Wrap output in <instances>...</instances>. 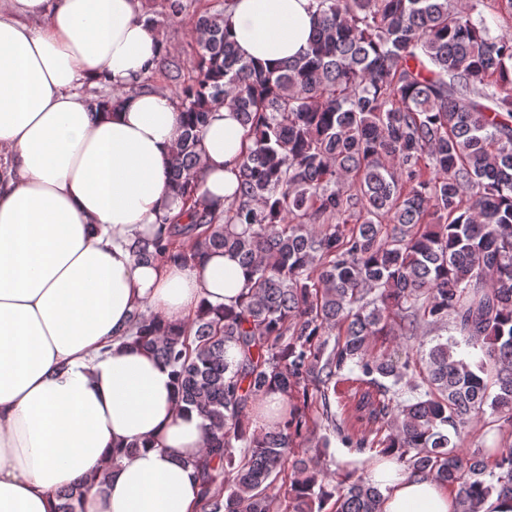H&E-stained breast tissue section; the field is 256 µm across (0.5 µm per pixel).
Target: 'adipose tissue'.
<instances>
[{
  "label": "adipose tissue",
  "instance_id": "adipose-tissue-1",
  "mask_svg": "<svg viewBox=\"0 0 512 512\" xmlns=\"http://www.w3.org/2000/svg\"><path fill=\"white\" fill-rule=\"evenodd\" d=\"M315 0H235L225 30L242 57L277 66L305 51ZM170 45L144 0H0V512H202L192 465L205 421L171 370L126 340L135 310L184 323L232 306L248 275L229 253L144 264L134 246L182 201L168 169L182 130L175 99L140 90ZM121 95L110 110L89 89ZM246 130L212 107L196 196L223 216ZM136 452H127L129 444ZM112 464L107 487L96 477ZM381 512H457L433 477L373 468Z\"/></svg>",
  "mask_w": 512,
  "mask_h": 512
}]
</instances>
